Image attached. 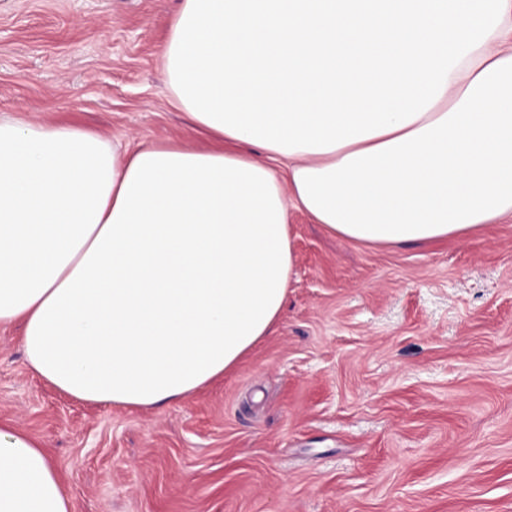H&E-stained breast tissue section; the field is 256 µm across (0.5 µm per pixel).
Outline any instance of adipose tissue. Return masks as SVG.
<instances>
[{
  "label": "adipose tissue",
  "instance_id": "adipose-tissue-1",
  "mask_svg": "<svg viewBox=\"0 0 512 512\" xmlns=\"http://www.w3.org/2000/svg\"><path fill=\"white\" fill-rule=\"evenodd\" d=\"M509 23L512 0H180L165 86L217 147L0 119V325L22 324L29 368L65 395L152 408L271 332L290 208L371 246L512 215ZM0 512H72L13 428Z\"/></svg>",
  "mask_w": 512,
  "mask_h": 512
}]
</instances>
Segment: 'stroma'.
I'll return each mask as SVG.
<instances>
[{"label": "stroma", "instance_id": "35a3bbf8", "mask_svg": "<svg viewBox=\"0 0 512 512\" xmlns=\"http://www.w3.org/2000/svg\"><path fill=\"white\" fill-rule=\"evenodd\" d=\"M179 0H0V116L204 149L160 46ZM284 313L224 378L155 408L82 403L0 328V425L73 512H512V216L371 247L290 210Z\"/></svg>", "mask_w": 512, "mask_h": 512}]
</instances>
